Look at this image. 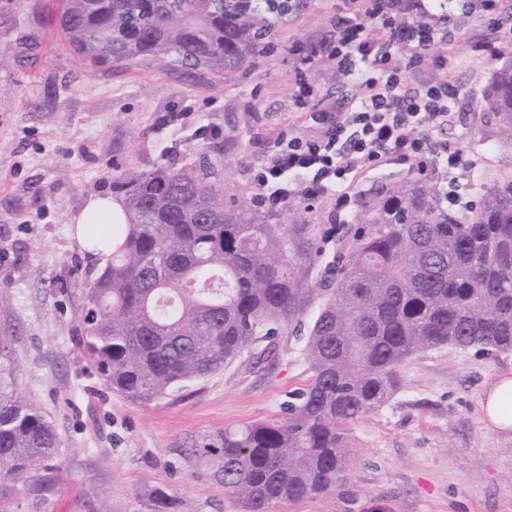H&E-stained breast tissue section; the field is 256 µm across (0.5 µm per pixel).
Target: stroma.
Returning <instances> with one entry per match:
<instances>
[{
  "label": "stroma",
  "instance_id": "obj_1",
  "mask_svg": "<svg viewBox=\"0 0 512 512\" xmlns=\"http://www.w3.org/2000/svg\"><path fill=\"white\" fill-rule=\"evenodd\" d=\"M62 0H0V332L11 342L0 370L52 420L60 444L47 470L18 482L0 512H153L163 493L172 512H241L214 477L206 439L224 427L281 415L311 377L305 336L275 337L277 355H249L190 381L149 407L100 383L79 345L83 296L101 269L68 234L97 195H117L128 171L216 166L225 197L257 198L254 176L269 136L310 135L293 94L315 87V109L335 117L350 96L330 88L335 67L323 43L343 0H305L271 46L232 76L140 57L122 66L83 62L64 40ZM460 14L442 72L459 91L434 140L463 149L473 168L449 171L440 150L423 167L388 158L319 196L312 215L353 218L338 205L406 174L445 176V189L479 203L489 176L512 172L478 104L492 71L512 61V31ZM490 43L498 55L480 51ZM400 389L349 429L344 495L280 512H512V429L484 419L480 400L512 377V352L430 349L401 370Z\"/></svg>",
  "mask_w": 512,
  "mask_h": 512
}]
</instances>
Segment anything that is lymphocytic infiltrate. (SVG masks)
Here are the masks:
<instances>
[{
	"mask_svg": "<svg viewBox=\"0 0 512 512\" xmlns=\"http://www.w3.org/2000/svg\"><path fill=\"white\" fill-rule=\"evenodd\" d=\"M336 18V43L330 50L352 86V105L328 123L325 113H310L315 137L277 136L268 163L255 177L269 189L273 204L325 193L349 175L394 156L422 159L431 131L447 125L459 97L441 79L414 85L410 71L426 50L437 48L436 66L455 38L446 0H347ZM402 51L395 60L394 51Z\"/></svg>",
	"mask_w": 512,
	"mask_h": 512,
	"instance_id": "1",
	"label": "lymphocytic infiltrate"
}]
</instances>
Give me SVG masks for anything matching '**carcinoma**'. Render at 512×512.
<instances>
[{
	"instance_id": "obj_1",
	"label": "carcinoma",
	"mask_w": 512,
	"mask_h": 512,
	"mask_svg": "<svg viewBox=\"0 0 512 512\" xmlns=\"http://www.w3.org/2000/svg\"><path fill=\"white\" fill-rule=\"evenodd\" d=\"M303 0H65L60 28L94 66L150 57L232 74L268 46ZM479 111L512 147V65L492 73ZM128 213L84 293L80 346L133 403L237 360L256 342L306 329L312 378L283 418L226 427L215 475L244 512H278L339 491L349 425L399 389L400 367L434 347L512 351V175L477 209L448 211L441 181L396 179L356 200L360 229L329 219L336 253L311 218L224 203L213 167L122 175ZM52 421L0 384V500L58 447Z\"/></svg>"
}]
</instances>
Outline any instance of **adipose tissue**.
<instances>
[{
    "label": "adipose tissue",
    "mask_w": 512,
    "mask_h": 512,
    "mask_svg": "<svg viewBox=\"0 0 512 512\" xmlns=\"http://www.w3.org/2000/svg\"><path fill=\"white\" fill-rule=\"evenodd\" d=\"M123 207L109 195L91 198L73 219L72 237L91 258L105 254L104 242L113 225L124 222ZM481 407L491 425L505 430L512 428V378L498 379L484 393Z\"/></svg>",
    "instance_id": "obj_1"
}]
</instances>
